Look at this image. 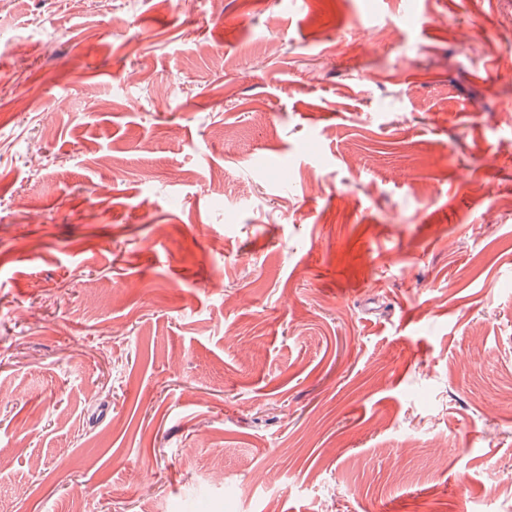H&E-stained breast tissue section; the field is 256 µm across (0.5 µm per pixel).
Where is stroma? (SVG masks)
<instances>
[{
  "label": "stroma",
  "mask_w": 512,
  "mask_h": 512,
  "mask_svg": "<svg viewBox=\"0 0 512 512\" xmlns=\"http://www.w3.org/2000/svg\"><path fill=\"white\" fill-rule=\"evenodd\" d=\"M7 0L0 512H512V0Z\"/></svg>",
  "instance_id": "35a3bbf8"
}]
</instances>
